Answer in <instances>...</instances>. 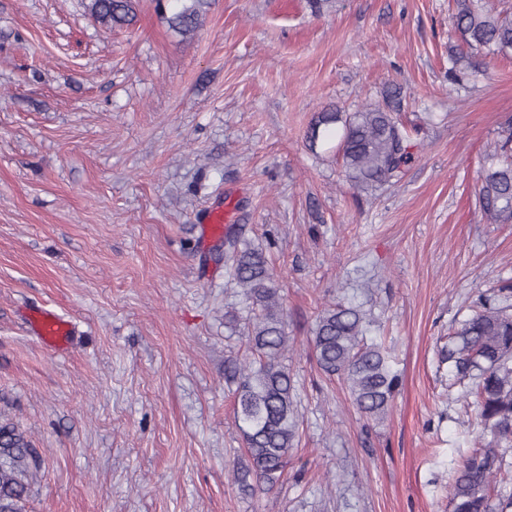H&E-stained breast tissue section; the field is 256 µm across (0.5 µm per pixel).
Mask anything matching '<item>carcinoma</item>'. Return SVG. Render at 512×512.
Returning a JSON list of instances; mask_svg holds the SVG:
<instances>
[{"mask_svg": "<svg viewBox=\"0 0 512 512\" xmlns=\"http://www.w3.org/2000/svg\"><path fill=\"white\" fill-rule=\"evenodd\" d=\"M139 0H89L91 18L108 30L136 19ZM452 21L466 49L452 57V67L469 52H512V12L493 14L475 0H455ZM211 7L210 0H155V8L181 36L194 34ZM399 93L356 112L329 109L312 120L306 142H318L336 131V152L346 180L373 191L399 177L411 159L410 138L397 117ZM482 210L493 224H512V157L485 171L480 189ZM224 267L241 289L247 314L232 316L231 330L242 336L245 353L224 360V383L233 396L235 422L246 462L236 463L234 478L244 492L268 494L279 484L287 455L298 436L297 384L283 363L288 352L287 315L274 266L266 249L230 228L224 236ZM472 314L448 336L444 360L459 381H471L475 420L490 436L469 455L448 485L450 512H509L512 495L495 490L499 448L512 447V304L479 294L471 297ZM311 343L320 370L338 379L352 404L369 419H382L400 385L391 356L381 342L366 340L363 311L342 301L323 309L312 328ZM42 455L12 423L0 422V512H25L28 479Z\"/></svg>", "mask_w": 512, "mask_h": 512, "instance_id": "carcinoma-1", "label": "carcinoma"}]
</instances>
